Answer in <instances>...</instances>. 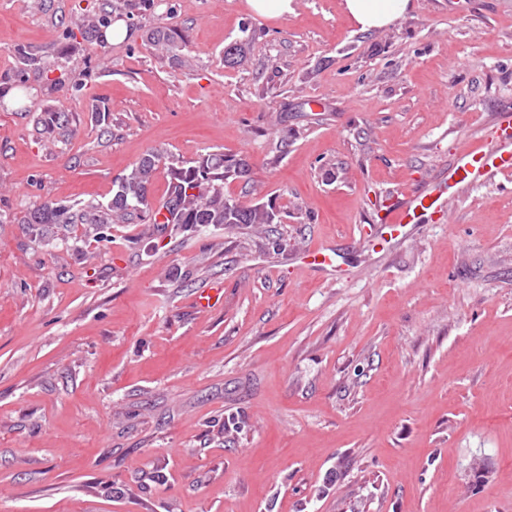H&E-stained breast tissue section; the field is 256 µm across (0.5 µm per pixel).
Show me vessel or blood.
I'll return each mask as SVG.
<instances>
[{"label": "vessel or blood", "mask_w": 512, "mask_h": 512, "mask_svg": "<svg viewBox=\"0 0 512 512\" xmlns=\"http://www.w3.org/2000/svg\"><path fill=\"white\" fill-rule=\"evenodd\" d=\"M495 175H512V113L507 111L497 117L495 139L482 138L465 146L447 171L385 206L379 221L397 229L413 228L422 216L444 212L449 196Z\"/></svg>", "instance_id": "obj_1"}]
</instances>
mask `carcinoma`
Segmentation results:
<instances>
[{"mask_svg":"<svg viewBox=\"0 0 512 512\" xmlns=\"http://www.w3.org/2000/svg\"><path fill=\"white\" fill-rule=\"evenodd\" d=\"M246 61L242 42L225 47L224 66L241 67ZM162 165L169 176V190L166 200L155 206L149 197V187ZM250 173L247 159L228 157L222 152L184 162L165 151L153 150L118 181L108 204L63 205L44 200L27 209L24 223L90 224L99 228L135 220L145 224L226 228L282 223L281 211L272 203L244 205L224 196L225 181H247Z\"/></svg>","mask_w":512,"mask_h":512,"instance_id":"obj_1","label":"carcinoma"}]
</instances>
